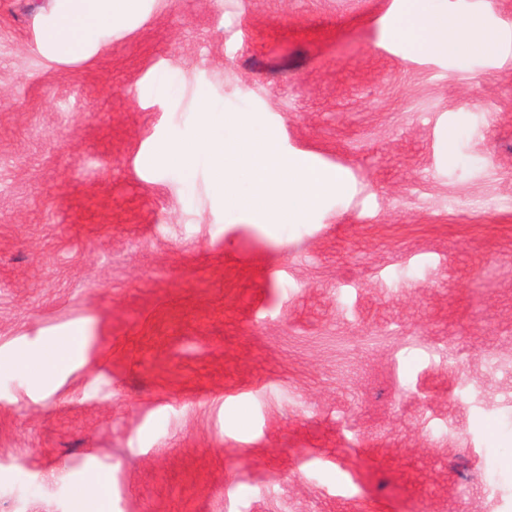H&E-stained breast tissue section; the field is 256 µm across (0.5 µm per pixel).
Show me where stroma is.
<instances>
[{"mask_svg": "<svg viewBox=\"0 0 512 512\" xmlns=\"http://www.w3.org/2000/svg\"><path fill=\"white\" fill-rule=\"evenodd\" d=\"M433 5L498 50L393 42L402 0H147L57 63L0 0V512H512V0ZM201 93L347 192L271 230L152 164ZM73 336H85L84 330L62 331L46 341L36 352L19 351L15 357L16 366L28 371H35L40 375L42 366L63 360V356H67L79 346Z\"/></svg>", "mask_w": 512, "mask_h": 512, "instance_id": "35a3bbf8", "label": "stroma"}]
</instances>
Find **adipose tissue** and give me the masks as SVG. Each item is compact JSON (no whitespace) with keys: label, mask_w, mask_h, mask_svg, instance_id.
<instances>
[{"label":"adipose tissue","mask_w":512,"mask_h":512,"mask_svg":"<svg viewBox=\"0 0 512 512\" xmlns=\"http://www.w3.org/2000/svg\"><path fill=\"white\" fill-rule=\"evenodd\" d=\"M144 0H53L37 37L38 51L57 62L78 61L99 49L114 32L141 16ZM395 42L410 44L424 53L463 58L465 49H485L487 36L477 28L448 18L438 10L424 11L409 4L391 30ZM72 332L63 331L35 352L21 351L17 367L40 371L75 350Z\"/></svg>","instance_id":"adipose-tissue-1"}]
</instances>
